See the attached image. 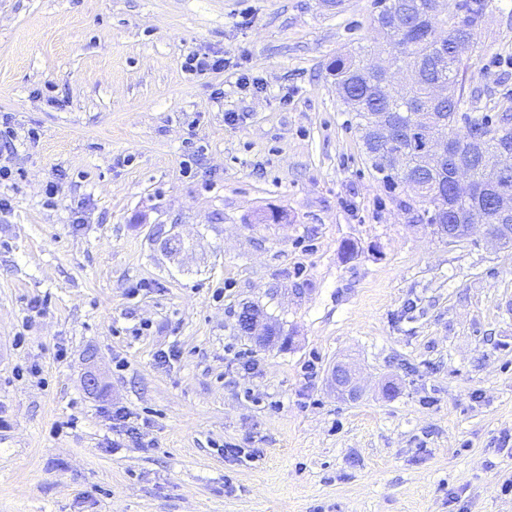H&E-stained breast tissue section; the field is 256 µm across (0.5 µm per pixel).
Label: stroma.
Returning a JSON list of instances; mask_svg holds the SVG:
<instances>
[{
	"mask_svg": "<svg viewBox=\"0 0 512 512\" xmlns=\"http://www.w3.org/2000/svg\"><path fill=\"white\" fill-rule=\"evenodd\" d=\"M495 3L469 112H512ZM374 12L0 0V512H512V250L434 238L371 169L330 67L382 53ZM247 306L281 341L240 331ZM118 407L141 447H113ZM182 68L190 75L202 76L210 72L224 69V59H213L209 55L188 53L182 64ZM332 383L336 392L350 398L357 397L360 393L355 374L351 367L343 362H339L332 371Z\"/></svg>",
	"mask_w": 512,
	"mask_h": 512,
	"instance_id": "35a3bbf8",
	"label": "stroma"
}]
</instances>
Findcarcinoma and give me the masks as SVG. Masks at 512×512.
<instances>
[{
	"label": "carcinoma",
	"mask_w": 512,
	"mask_h": 512,
	"mask_svg": "<svg viewBox=\"0 0 512 512\" xmlns=\"http://www.w3.org/2000/svg\"><path fill=\"white\" fill-rule=\"evenodd\" d=\"M398 2L377 0L372 23L387 44L399 48L389 63L408 73V83L397 90L386 89L382 72L367 68L363 56L348 52L336 57V91L355 113L364 153L389 192L406 190L410 181L425 186L426 196L401 202L404 209L417 210V218L427 224H475L494 210L499 144L484 142L471 166L472 179L484 187L474 202L461 201L453 193L451 182L459 169L456 160L426 154V144L433 126L442 122L466 156L473 129L495 125L487 113L461 111L469 64L454 54V44L466 27L474 29L473 52L481 51V30L492 12L491 0H460L449 14L440 10L439 0H408L411 13L400 18ZM378 117L394 127L393 150L412 159L413 166L394 169L385 161L386 145L375 140Z\"/></svg>",
	"instance_id": "cac0c4a2"
}]
</instances>
